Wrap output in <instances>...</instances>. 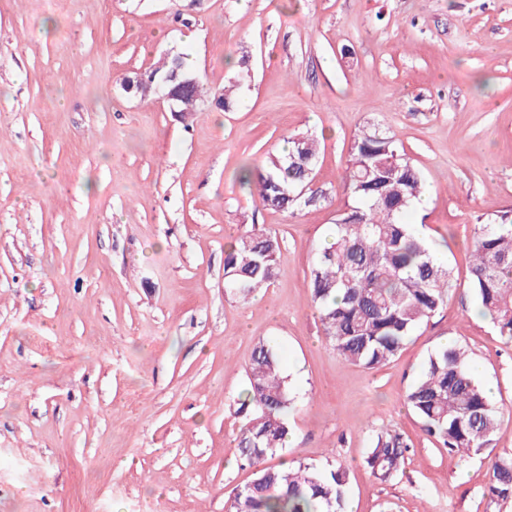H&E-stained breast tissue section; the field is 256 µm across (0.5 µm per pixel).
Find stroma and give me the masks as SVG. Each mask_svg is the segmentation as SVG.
<instances>
[{"label": "stroma", "mask_w": 512, "mask_h": 512, "mask_svg": "<svg viewBox=\"0 0 512 512\" xmlns=\"http://www.w3.org/2000/svg\"><path fill=\"white\" fill-rule=\"evenodd\" d=\"M188 55L245 101L181 121L126 77ZM376 124L429 187L409 219L447 262L446 306L385 366L331 346L309 269L347 201L352 138ZM316 135L317 207H263L237 172ZM512 208V0H0V512H224L255 345L294 397L278 461L348 471L349 512H512V344L469 284L475 224ZM278 233L277 278L248 299L224 250ZM501 414L470 457L404 397L446 342ZM409 444L393 478L365 458ZM407 448L409 445L397 431L380 433L374 441L366 463L373 474L381 479H388L399 473ZM489 493L490 502L512 497V458L495 463Z\"/></svg>", "instance_id": "1"}]
</instances>
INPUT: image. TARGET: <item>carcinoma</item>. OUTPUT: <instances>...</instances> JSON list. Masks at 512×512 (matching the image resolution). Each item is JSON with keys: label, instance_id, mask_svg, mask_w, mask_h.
I'll use <instances>...</instances> for the list:
<instances>
[{"label": "carcinoma", "instance_id": "1", "mask_svg": "<svg viewBox=\"0 0 512 512\" xmlns=\"http://www.w3.org/2000/svg\"><path fill=\"white\" fill-rule=\"evenodd\" d=\"M178 74L177 108L197 112L212 97L205 78L175 53L150 73L160 80ZM193 82L180 85L183 78ZM290 148L273 156L267 168L248 164L241 184L256 188L259 203L295 212L291 198L310 182L319 142L308 134L288 137ZM343 189L352 203L338 214L334 241L316 256L309 271L312 301L328 341L346 360L376 369L395 357L423 322L447 305L452 288L448 266L440 261L414 225L404 221L426 191L420 172L397 140L372 124L353 136ZM283 262L274 230L255 229L231 242L224 258V287L248 298L271 284ZM470 284L480 311L500 336L512 343V209L474 227ZM423 431L449 452L469 456L488 447L499 411L466 365L462 349L441 347L432 353L419 380L405 395ZM293 406L288 377L275 345L258 342L249 367V385L237 414L244 424L237 439L240 457L253 467L251 483L236 489L226 512H345L348 473L342 465L314 469L269 465L288 441V412ZM409 448L394 432L377 435L366 463L388 479L399 473ZM490 501L512 497V458L495 463Z\"/></svg>", "mask_w": 512, "mask_h": 512}]
</instances>
